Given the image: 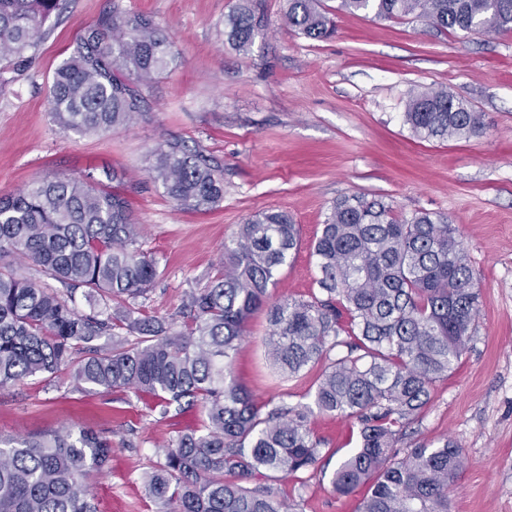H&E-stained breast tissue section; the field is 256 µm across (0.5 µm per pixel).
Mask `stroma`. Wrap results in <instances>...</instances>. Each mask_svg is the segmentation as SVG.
<instances>
[{
    "label": "stroma",
    "instance_id": "stroma-1",
    "mask_svg": "<svg viewBox=\"0 0 512 512\" xmlns=\"http://www.w3.org/2000/svg\"><path fill=\"white\" fill-rule=\"evenodd\" d=\"M235 2L66 0L43 26L27 72L0 84V197L56 174L103 166L122 173L139 244L159 261L145 309L167 318L215 276L225 242L249 216L283 211L299 224L301 246L271 295L306 299L318 291L312 244L337 199H380L400 219L447 215L474 269L480 310L461 364L434 383L399 447L456 441L467 461L450 490L451 512H512V31L440 33L416 18L337 13L335 35L314 40L284 25L286 0H264L263 30L242 55L224 45V16ZM115 3L152 16L174 59L146 93V118L99 135L63 131L48 110L53 73ZM441 86L481 113L482 134H412L403 121L411 91ZM167 140L219 165L218 205L177 207L152 179L149 155ZM268 332L265 310L255 311L235 356L237 379L261 403L309 400L316 371L273 376ZM202 418L197 408L161 415L131 389H80L67 374L0 388L1 437L61 427L108 433L111 460L92 479L98 512H160L144 477L179 431ZM312 427L325 442L317 470L279 481L278 490L302 512H358L363 490L341 496L330 483L354 448L349 421L320 416Z\"/></svg>",
    "mask_w": 512,
    "mask_h": 512
}]
</instances>
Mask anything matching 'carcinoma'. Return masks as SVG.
I'll use <instances>...</instances> for the list:
<instances>
[{"instance_id": "carcinoma-1", "label": "carcinoma", "mask_w": 512, "mask_h": 512, "mask_svg": "<svg viewBox=\"0 0 512 512\" xmlns=\"http://www.w3.org/2000/svg\"><path fill=\"white\" fill-rule=\"evenodd\" d=\"M288 28L312 39L334 32L321 0H286ZM60 0H0V82L21 74L40 28ZM338 12L380 19L413 16L441 32L512 30V0H339ZM259 0H239L224 18V44L246 53L263 28ZM172 46L152 17L112 6L76 42L53 74L49 112L67 132L94 135L145 115L144 90L169 67ZM404 121L421 139L469 140L481 114L446 88L411 93ZM149 172L181 206L207 210L224 198L218 166L179 141L159 144ZM104 168L54 176L0 198V388L36 375L71 372L80 385L134 388L167 412L204 413L201 426L168 446L145 478L164 512H297L274 482L315 469L324 441L317 414L353 421L359 447L331 476L340 495L368 491L359 512H450L449 490L465 465L445 440L399 456L431 388L455 371L479 313L474 271L456 227L442 214L394 217L376 199L344 197L331 207L312 246L322 297L268 302L298 250L288 214L266 211L224 244L219 272L186 294L174 319L142 314L159 276L138 241L126 198L104 183ZM27 260L61 294L16 264ZM116 304L106 317L75 304L77 290ZM268 305L265 358L281 379L320 367L311 402L269 410L231 370L252 312ZM101 336L112 344L101 347ZM112 441L86 429L0 440V512H95L88 475L105 467ZM259 474L252 487L240 480Z\"/></svg>"}]
</instances>
